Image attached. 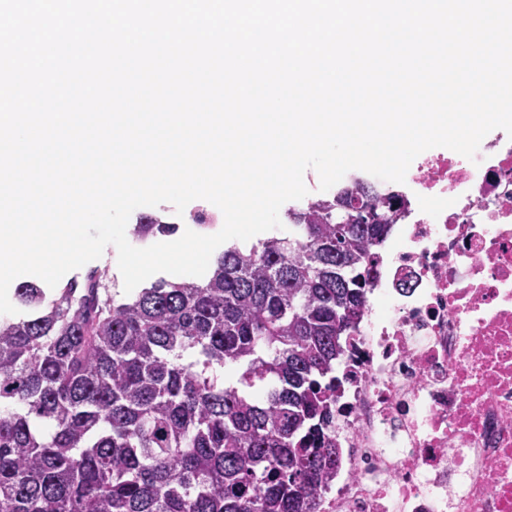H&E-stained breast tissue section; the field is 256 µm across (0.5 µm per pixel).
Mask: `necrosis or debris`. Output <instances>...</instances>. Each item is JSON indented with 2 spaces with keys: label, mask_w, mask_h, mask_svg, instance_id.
<instances>
[{
  "label": "necrosis or debris",
  "mask_w": 512,
  "mask_h": 512,
  "mask_svg": "<svg viewBox=\"0 0 512 512\" xmlns=\"http://www.w3.org/2000/svg\"><path fill=\"white\" fill-rule=\"evenodd\" d=\"M336 367L322 512H512V139L426 153Z\"/></svg>",
  "instance_id": "1"
}]
</instances>
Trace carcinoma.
I'll return each mask as SVG.
<instances>
[{"instance_id":"obj_1","label":"carcinoma","mask_w":512,"mask_h":512,"mask_svg":"<svg viewBox=\"0 0 512 512\" xmlns=\"http://www.w3.org/2000/svg\"><path fill=\"white\" fill-rule=\"evenodd\" d=\"M401 205L344 186L288 210V236L132 298L101 273L51 298L20 284L26 313L0 324V512H321L336 362ZM176 231L143 214L133 235Z\"/></svg>"}]
</instances>
